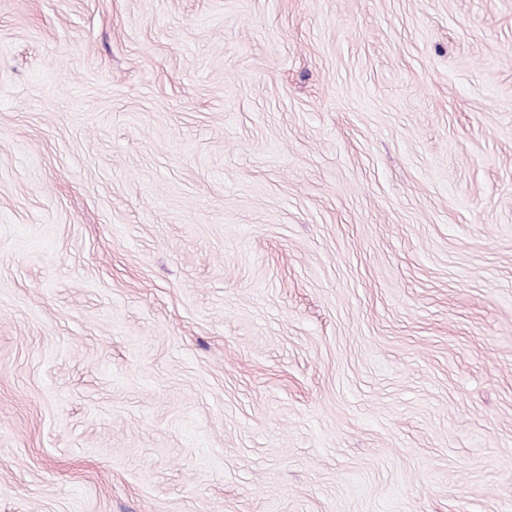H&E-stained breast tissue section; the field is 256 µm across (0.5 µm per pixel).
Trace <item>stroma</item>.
Returning a JSON list of instances; mask_svg holds the SVG:
<instances>
[{
	"label": "stroma",
	"instance_id": "obj_1",
	"mask_svg": "<svg viewBox=\"0 0 512 512\" xmlns=\"http://www.w3.org/2000/svg\"><path fill=\"white\" fill-rule=\"evenodd\" d=\"M0 512H512V0H0Z\"/></svg>",
	"mask_w": 512,
	"mask_h": 512
}]
</instances>
